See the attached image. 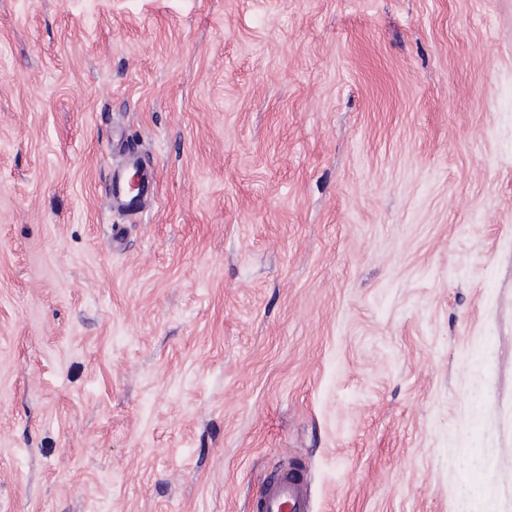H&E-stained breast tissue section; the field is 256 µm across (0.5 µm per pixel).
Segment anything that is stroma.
<instances>
[{
    "label": "stroma",
    "mask_w": 512,
    "mask_h": 512,
    "mask_svg": "<svg viewBox=\"0 0 512 512\" xmlns=\"http://www.w3.org/2000/svg\"><path fill=\"white\" fill-rule=\"evenodd\" d=\"M291 463L312 512H512V0H0V512ZM139 172L140 178L135 186L129 183V175ZM156 192V179L141 163L139 157L128 155L122 169H114L109 178L107 194L112 205L137 213L146 200L154 196Z\"/></svg>",
    "instance_id": "35a3bbf8"
}]
</instances>
